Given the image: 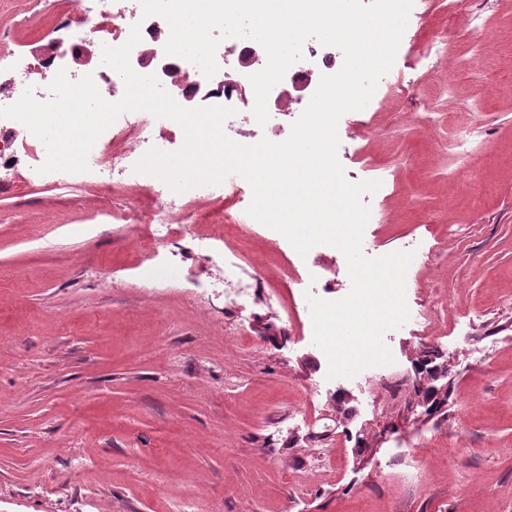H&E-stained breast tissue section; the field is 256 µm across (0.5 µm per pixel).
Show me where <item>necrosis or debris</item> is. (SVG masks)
<instances>
[{
    "mask_svg": "<svg viewBox=\"0 0 512 512\" xmlns=\"http://www.w3.org/2000/svg\"><path fill=\"white\" fill-rule=\"evenodd\" d=\"M61 28L66 29L72 40L73 48L94 46L117 47L124 44L131 32L132 26H139L141 39L153 38L158 32L168 31V22L159 16L143 17L139 0H98L95 7L79 14H67L60 19ZM253 43L242 38L225 47L217 53L219 65L213 77H205L199 68L191 62L178 57L161 55L160 72L156 77L160 85L167 90L177 103L187 100H197L205 106L223 105L234 108V115L224 123L225 134L234 141L244 136H254L258 123L252 112L236 111V104L241 101L242 86L249 83V70L243 69L242 60L251 52ZM337 49L322 44L317 38L307 40V52L303 58L293 64L285 77L291 82L300 83L308 90H316L321 76L334 74L336 71ZM47 64L34 63L23 57L11 59L13 90L10 94L0 95V107L14 104L26 87H33L37 99L43 100L48 96ZM179 73L184 81L173 85L170 79L172 73ZM182 128L176 122L167 118H158L146 111H129L121 114L117 120L106 129L97 139L88 157L90 163L87 171L69 174L66 171L50 173V180L65 182L76 178L89 185L104 184L106 178L112 175L110 160L115 144L123 143L143 148L149 140H156L158 149L166 145L180 142ZM121 174L127 186L135 188L148 185L156 200L166 207L172 208L180 203H191L206 198H224L235 201L237 208L229 220L233 229L242 234L250 233L252 217L247 213L249 200L241 181L227 178L217 185H202L189 188L183 192H173L161 179L137 172L134 164L125 165ZM138 212L125 208L113 210L112 218L117 222H128L141 217ZM152 221L154 228L143 248L150 256L155 257V271L172 276L178 275V267L164 259V250L173 242L178 229L168 222L166 216L149 212L143 215ZM199 242L212 255L216 256L223 266L224 297L230 302L249 297L251 286L240 276V264L236 257L227 255L224 251V237L217 232L203 233L198 237Z\"/></svg>",
    "mask_w": 512,
    "mask_h": 512,
    "instance_id": "obj_1",
    "label": "necrosis or debris"
}]
</instances>
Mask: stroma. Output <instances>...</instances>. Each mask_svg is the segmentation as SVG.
Masks as SVG:
<instances>
[{"label": "stroma", "instance_id": "35a3bbf8", "mask_svg": "<svg viewBox=\"0 0 512 512\" xmlns=\"http://www.w3.org/2000/svg\"><path fill=\"white\" fill-rule=\"evenodd\" d=\"M93 0H0V48L33 56L41 31ZM458 21L417 34L339 136L394 163L364 196L374 258L430 249L405 285L420 328L384 342L406 382L329 377L316 348L300 254L280 258L261 225L226 239L256 298L226 308L219 269L195 240L230 204L198 202L178 238V278H148L150 224H89L95 210L151 207L148 189L47 184L19 146L0 188V512H512V0H460ZM438 41L483 71L451 83ZM416 96L389 95L396 81ZM468 117L470 158L449 149L448 114ZM438 139H430V129ZM467 189H460L459 180ZM346 296L343 253L310 260ZM448 365V402L417 395L421 348ZM325 391L313 395L316 383Z\"/></svg>", "mask_w": 512, "mask_h": 512}]
</instances>
